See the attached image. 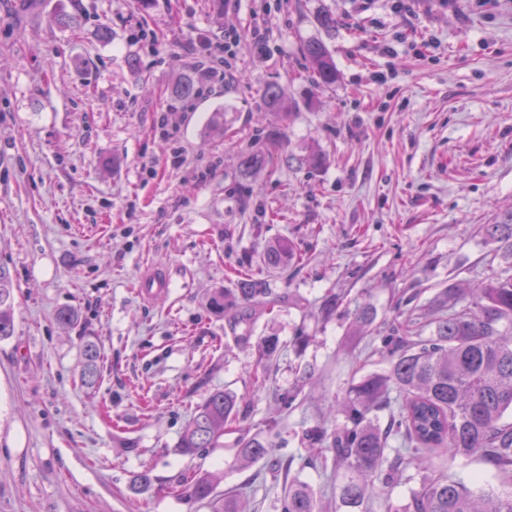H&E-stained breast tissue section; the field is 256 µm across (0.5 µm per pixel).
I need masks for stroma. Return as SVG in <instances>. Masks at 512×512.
I'll return each instance as SVG.
<instances>
[{
	"label": "stroma",
	"mask_w": 512,
	"mask_h": 512,
	"mask_svg": "<svg viewBox=\"0 0 512 512\" xmlns=\"http://www.w3.org/2000/svg\"><path fill=\"white\" fill-rule=\"evenodd\" d=\"M326 12L334 31L318 24ZM420 26L435 41L423 59L396 41L405 23L389 0H0V266L14 280L0 512H210L187 483L204 473L281 512L283 475L241 462L243 436L274 440L335 505L342 477L304 466L305 433L334 429L335 397L388 369L380 330L435 311L448 285L512 274L484 232L512 208V0H470L462 15L430 0ZM228 33L235 79L184 107L172 86L203 61L200 39ZM312 39L334 58L333 86L306 71ZM272 83L289 118L264 105ZM247 151L269 160L244 168ZM280 239L298 257L272 269L262 254ZM147 266L170 282L150 303L136 288ZM245 277L266 282L274 309L233 328L212 299L237 304ZM365 303L373 333L358 336ZM65 308L73 325L56 318ZM88 336L104 355L93 390L80 379ZM216 390L237 396V422L218 447L181 455ZM421 480L410 469L379 487L372 512H407Z\"/></svg>",
	"instance_id": "obj_1"
}]
</instances>
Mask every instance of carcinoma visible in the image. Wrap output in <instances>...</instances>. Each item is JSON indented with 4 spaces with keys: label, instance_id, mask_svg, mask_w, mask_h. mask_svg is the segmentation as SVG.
<instances>
[{
    "label": "carcinoma",
    "instance_id": "carcinoma-1",
    "mask_svg": "<svg viewBox=\"0 0 512 512\" xmlns=\"http://www.w3.org/2000/svg\"><path fill=\"white\" fill-rule=\"evenodd\" d=\"M308 72L319 85L336 84V63L320 40L303 48ZM172 94L190 105L204 95L202 85L185 75ZM264 101L271 111L288 109L287 96L278 84L269 85ZM486 233L505 244L512 253V209L504 212ZM291 256V247L278 242L266 248L265 264L277 268ZM237 293L243 303L268 294L264 281L242 279ZM13 285L10 272L0 267V339L13 335ZM372 308L359 307L354 316L358 331L367 333L373 324ZM434 330L424 335L427 324L408 315L394 319L382 337L390 369L361 376L351 382L337 401L344 421L333 431L315 427L307 432L310 445L333 452V465L345 468L346 481L339 487L338 507L368 512L375 482L390 487L403 472L428 471L429 453L443 450L451 456L478 457L501 477L504 490L477 494L462 482L443 474L424 477L413 493L409 512H512V275L492 278L478 288L452 285L441 293ZM102 351L92 336L85 337L82 384L94 388L101 380ZM401 403L391 406V394ZM389 410L385 426L373 417ZM237 419V398L217 390L199 405L181 435L179 450L193 457L214 448L224 428ZM274 452L269 441L243 437L239 455L249 465ZM220 476L206 473L191 481L190 496L207 501L212 512H243L236 492L216 494ZM282 512H320L309 487L292 482L282 501Z\"/></svg>",
    "mask_w": 512,
    "mask_h": 512
}]
</instances>
